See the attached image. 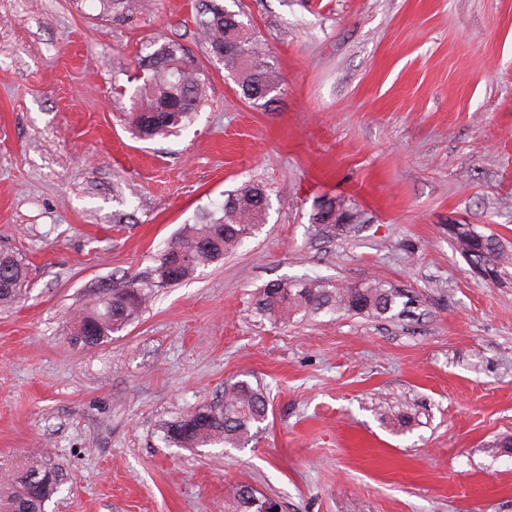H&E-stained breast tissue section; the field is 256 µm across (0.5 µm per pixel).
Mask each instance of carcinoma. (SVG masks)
Returning a JSON list of instances; mask_svg holds the SVG:
<instances>
[{"label":"carcinoma","instance_id":"obj_1","mask_svg":"<svg viewBox=\"0 0 512 512\" xmlns=\"http://www.w3.org/2000/svg\"><path fill=\"white\" fill-rule=\"evenodd\" d=\"M99 15L114 21L129 17L133 0H96ZM244 12L231 11L207 0L194 17L196 38L210 57L222 54L221 66L237 85L241 96L265 107L282 89V80L266 53L247 29ZM138 61L140 81L129 96L127 120L143 140L167 138L195 117L206 97L207 75L199 60L179 41L160 37L145 45ZM270 206L269 190L259 182H245L224 201L187 224L163 251L158 264L144 277L114 278L93 291L86 306L70 316L84 328L85 346L110 339L139 318L153 289L187 281L233 252L265 221ZM357 220V212L345 199L323 196L315 200L310 223L342 235ZM464 257L487 263L500 276H512V247L493 234L471 237L461 231L453 239ZM25 259L0 247V306L19 302L29 291ZM414 303L403 290L372 278L362 283L329 284L318 279L284 280L261 289L253 302L257 322L286 323L321 314L386 319L398 305ZM269 396L260 384L239 380L224 388L222 402L201 405L170 422L169 442L183 448L221 445L238 448L254 437L268 418ZM56 470L42 461H30L7 470L0 479V512H46L47 502L58 493ZM238 512H279L275 498L257 495L246 485L234 489Z\"/></svg>","mask_w":512,"mask_h":512}]
</instances>
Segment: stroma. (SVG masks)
<instances>
[{
  "label": "stroma",
  "instance_id": "1",
  "mask_svg": "<svg viewBox=\"0 0 512 512\" xmlns=\"http://www.w3.org/2000/svg\"><path fill=\"white\" fill-rule=\"evenodd\" d=\"M199 0L127 22L94 0H0V245L30 291L0 307V462L40 454L61 489L47 512H235L248 484L283 512H512V278L474 277L448 235L512 246V0H223L270 48L275 103L240 98L195 36ZM208 75L180 135L124 120L153 35ZM266 222L192 279L155 289L138 321L86 347L71 311L164 249L245 181ZM340 195L362 223L309 221ZM412 290L387 319L257 323L280 279ZM270 396L242 448H179L166 423L226 385Z\"/></svg>",
  "mask_w": 512,
  "mask_h": 512
}]
</instances>
